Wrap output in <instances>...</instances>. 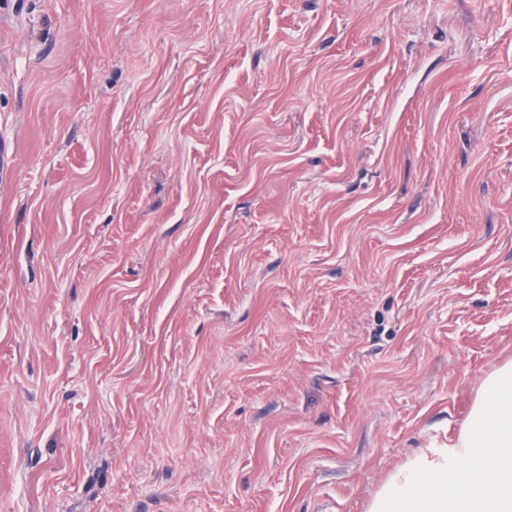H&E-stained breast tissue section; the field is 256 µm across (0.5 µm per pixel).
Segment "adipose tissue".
Segmentation results:
<instances>
[{
    "mask_svg": "<svg viewBox=\"0 0 512 512\" xmlns=\"http://www.w3.org/2000/svg\"><path fill=\"white\" fill-rule=\"evenodd\" d=\"M367 512H512V360L484 378L448 442L395 466Z\"/></svg>",
    "mask_w": 512,
    "mask_h": 512,
    "instance_id": "adipose-tissue-1",
    "label": "adipose tissue"
}]
</instances>
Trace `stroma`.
Returning a JSON list of instances; mask_svg holds the SVG:
<instances>
[{"label": "stroma", "mask_w": 512, "mask_h": 512, "mask_svg": "<svg viewBox=\"0 0 512 512\" xmlns=\"http://www.w3.org/2000/svg\"><path fill=\"white\" fill-rule=\"evenodd\" d=\"M512 357V0H0V512H366Z\"/></svg>", "instance_id": "1"}]
</instances>
